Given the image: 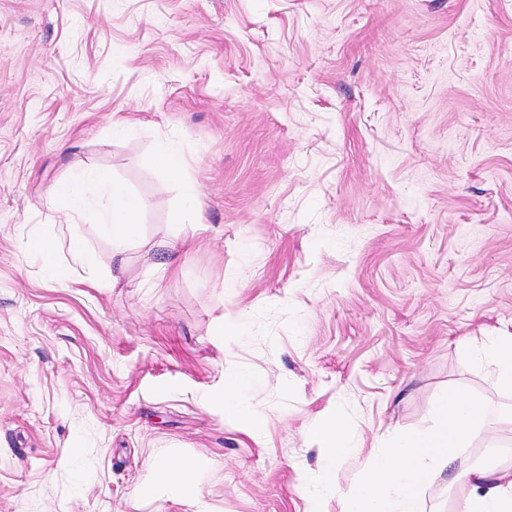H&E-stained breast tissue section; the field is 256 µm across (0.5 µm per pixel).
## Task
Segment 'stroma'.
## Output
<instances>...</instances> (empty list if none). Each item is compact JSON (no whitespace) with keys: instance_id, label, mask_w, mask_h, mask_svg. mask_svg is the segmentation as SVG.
Listing matches in <instances>:
<instances>
[{"instance_id":"stroma-1","label":"stroma","mask_w":512,"mask_h":512,"mask_svg":"<svg viewBox=\"0 0 512 512\" xmlns=\"http://www.w3.org/2000/svg\"><path fill=\"white\" fill-rule=\"evenodd\" d=\"M97 169L145 203L126 263L88 222L94 266L56 281L30 245ZM505 325L512 0H0V512H341L448 390L512 407L457 350ZM230 374L259 435L212 402ZM334 415L361 453L332 490ZM155 166L169 174L178 173L184 167V157L178 149L163 146L155 156ZM310 438L323 449L326 458L332 462H339L359 448L348 447L340 431V419L325 422L310 433ZM194 469L195 463L190 459H183L175 464L160 460L155 466L157 478L186 499H197L199 496L198 484L192 477Z\"/></svg>"}]
</instances>
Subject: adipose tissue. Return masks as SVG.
I'll return each mask as SVG.
<instances>
[{
	"label": "adipose tissue",
	"mask_w": 512,
	"mask_h": 512,
	"mask_svg": "<svg viewBox=\"0 0 512 512\" xmlns=\"http://www.w3.org/2000/svg\"><path fill=\"white\" fill-rule=\"evenodd\" d=\"M91 187L111 202L108 211L99 213L97 227L115 242L114 258H122V245L132 235L143 204L103 171L77 173L62 191L70 252L76 260L88 259L79 226ZM458 348L493 375L501 390L512 391V331H495L477 349L466 340L459 341ZM494 423L511 427L512 412L496 414L464 393L448 391L435 408L431 426L399 436L391 448L375 455L363 480L342 492L343 512H425L423 487L445 479L468 487L462 512H512V464L467 466L458 463L455 455L456 449L487 433Z\"/></svg>",
	"instance_id": "obj_1"
}]
</instances>
